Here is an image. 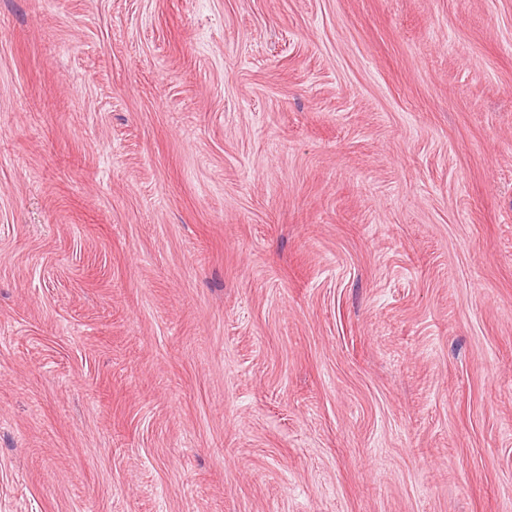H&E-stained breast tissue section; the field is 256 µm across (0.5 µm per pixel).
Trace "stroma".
Returning <instances> with one entry per match:
<instances>
[{
  "label": "stroma",
  "instance_id": "35a3bbf8",
  "mask_svg": "<svg viewBox=\"0 0 512 512\" xmlns=\"http://www.w3.org/2000/svg\"><path fill=\"white\" fill-rule=\"evenodd\" d=\"M0 512H512V0H0Z\"/></svg>",
  "mask_w": 512,
  "mask_h": 512
}]
</instances>
